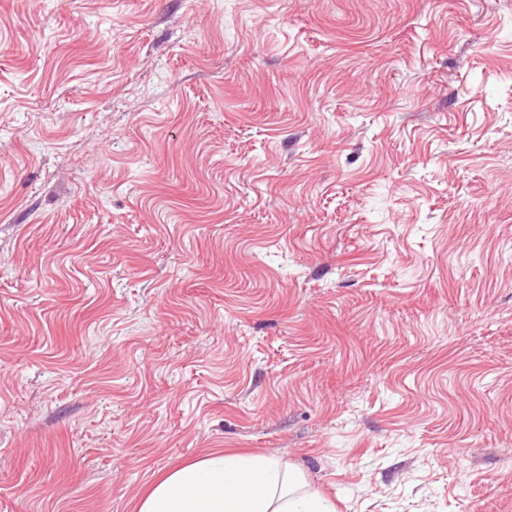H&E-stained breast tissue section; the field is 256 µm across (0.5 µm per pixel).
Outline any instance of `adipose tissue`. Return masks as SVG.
<instances>
[{
  "label": "adipose tissue",
  "instance_id": "adipose-tissue-1",
  "mask_svg": "<svg viewBox=\"0 0 512 512\" xmlns=\"http://www.w3.org/2000/svg\"><path fill=\"white\" fill-rule=\"evenodd\" d=\"M137 512H332L302 472L280 460L214 450L170 469Z\"/></svg>",
  "mask_w": 512,
  "mask_h": 512
}]
</instances>
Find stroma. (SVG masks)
Listing matches in <instances>:
<instances>
[{"label":"stroma","mask_w":512,"mask_h":512,"mask_svg":"<svg viewBox=\"0 0 512 512\" xmlns=\"http://www.w3.org/2000/svg\"><path fill=\"white\" fill-rule=\"evenodd\" d=\"M215 449L512 512V0H0V512Z\"/></svg>","instance_id":"1"}]
</instances>
